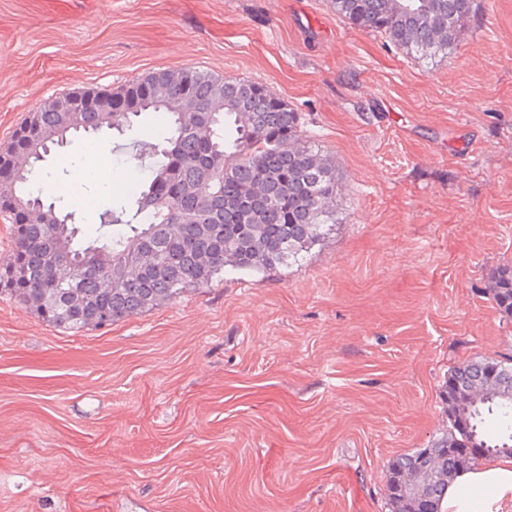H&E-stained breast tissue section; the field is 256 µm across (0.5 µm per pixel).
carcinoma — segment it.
<instances>
[{
    "mask_svg": "<svg viewBox=\"0 0 512 512\" xmlns=\"http://www.w3.org/2000/svg\"><path fill=\"white\" fill-rule=\"evenodd\" d=\"M475 0H330L336 15L378 33L426 63L451 56L474 16ZM110 112L33 110L0 149V219L10 224L13 261L0 267V291L42 320L66 329L109 326L203 287L224 269L264 272L309 249L337 223L336 164L304 139L299 113L266 86L196 67L151 72L112 90ZM187 97L198 112H176ZM152 112L165 144L137 142L149 175L128 196L131 209L101 214L113 227L100 244L76 247L74 213L32 190L38 162L67 133L128 127ZM499 312L512 318V266L488 284ZM490 359L462 361L448 377L463 416L431 451L437 478L415 465L419 450L392 460L391 512H409L396 481L420 476L418 492L439 501L461 471L512 459V393L488 377ZM486 454L469 462L448 449L465 435Z\"/></svg>",
    "mask_w": 512,
    "mask_h": 512,
    "instance_id": "carcinoma-1",
    "label": "carcinoma"
}]
</instances>
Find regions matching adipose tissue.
<instances>
[{"label":"adipose tissue","mask_w":512,"mask_h":512,"mask_svg":"<svg viewBox=\"0 0 512 512\" xmlns=\"http://www.w3.org/2000/svg\"><path fill=\"white\" fill-rule=\"evenodd\" d=\"M442 505L443 512H512V462L462 472Z\"/></svg>","instance_id":"ef3b65f1"}]
</instances>
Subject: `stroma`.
Returning <instances> with one entry per match:
<instances>
[{
	"instance_id": "35a3bbf8",
	"label": "stroma",
	"mask_w": 512,
	"mask_h": 512,
	"mask_svg": "<svg viewBox=\"0 0 512 512\" xmlns=\"http://www.w3.org/2000/svg\"><path fill=\"white\" fill-rule=\"evenodd\" d=\"M197 67L266 85L336 163L340 224L77 332L0 294V512H389L386 471L448 427L456 364L512 360L486 294L512 264V0L427 64L328 0H0V145L41 101ZM50 153L79 239L133 143Z\"/></svg>"
}]
</instances>
